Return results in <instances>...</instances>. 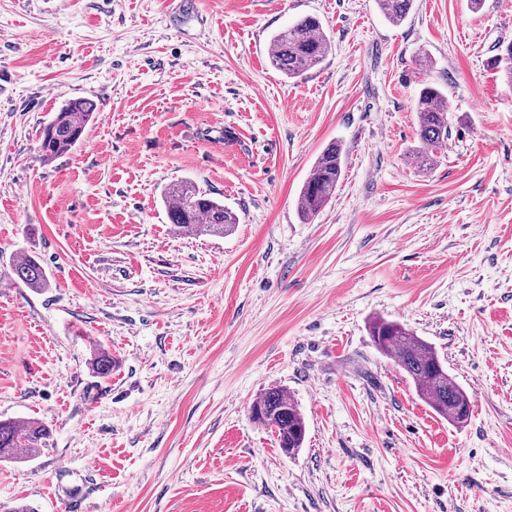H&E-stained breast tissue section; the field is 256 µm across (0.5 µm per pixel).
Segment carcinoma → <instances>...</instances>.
<instances>
[{
	"instance_id": "obj_1",
	"label": "carcinoma",
	"mask_w": 512,
	"mask_h": 512,
	"mask_svg": "<svg viewBox=\"0 0 512 512\" xmlns=\"http://www.w3.org/2000/svg\"><path fill=\"white\" fill-rule=\"evenodd\" d=\"M384 17L395 24L404 21L414 0H376ZM272 66L289 78H296L321 64L331 50L323 25L315 17L304 16L272 38ZM491 66L512 83V45L501 50ZM96 112V104L86 98L70 99L54 113L42 129L39 152L46 161L76 148ZM418 115L417 136L420 147L412 157L420 169L435 162L434 151L448 142L451 125L446 95L441 89L425 85L415 102ZM345 166L340 144H329L321 153L299 193L298 211L305 220L312 219L333 197ZM169 223L187 236H224L238 224V216L224 202L211 196L191 181L168 185L162 195ZM16 281L28 288H43L48 277L45 268L33 257L25 256L13 265ZM369 332L376 348L394 361L412 380L417 395L449 423L461 426L472 407L467 391L448 373L432 344L397 321L376 317L369 322ZM93 370L107 377L112 374V356L97 353ZM250 414L257 423L277 437L283 453L292 455L303 444L306 422L299 405L288 392L277 386L264 390L251 404ZM48 427L40 420H0V459H17L23 449L31 455L46 446Z\"/></svg>"
}]
</instances>
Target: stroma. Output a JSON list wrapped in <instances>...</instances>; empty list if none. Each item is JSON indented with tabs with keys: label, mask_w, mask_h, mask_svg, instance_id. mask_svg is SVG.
Wrapping results in <instances>:
<instances>
[{
	"label": "stroma",
	"mask_w": 512,
	"mask_h": 512,
	"mask_svg": "<svg viewBox=\"0 0 512 512\" xmlns=\"http://www.w3.org/2000/svg\"><path fill=\"white\" fill-rule=\"evenodd\" d=\"M0 0V418L47 424L0 461V512H512V0ZM317 17L332 49L287 78L274 33ZM428 65H421V58ZM451 134L411 160L415 100ZM98 109L43 161L62 103ZM344 176L311 220L323 149ZM188 179L238 216L185 236L161 199ZM35 256L50 284H17ZM381 316L433 343L469 392L440 418L375 348ZM117 367L101 377L95 353ZM279 386L307 425L284 455L249 407ZM376 2L388 21L399 24L410 13L414 0H376ZM418 115L417 136L420 147L412 157L419 169H428L435 162L434 151L448 142L451 125L448 118L446 95L441 89L425 85L419 91L415 102ZM345 166L340 144H329L321 153L299 193L298 211L305 220L312 219L333 197Z\"/></svg>",
	"instance_id": "35a3bbf8"
}]
</instances>
